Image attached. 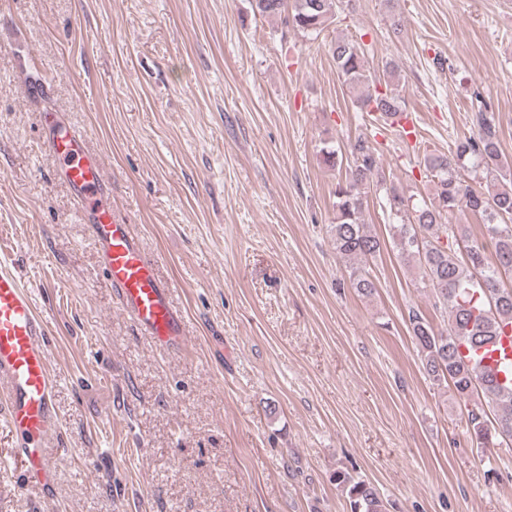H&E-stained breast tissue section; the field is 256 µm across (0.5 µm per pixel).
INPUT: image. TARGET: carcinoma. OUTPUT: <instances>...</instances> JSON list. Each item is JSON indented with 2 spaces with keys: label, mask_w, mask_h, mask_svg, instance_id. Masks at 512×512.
Returning a JSON list of instances; mask_svg holds the SVG:
<instances>
[{
  "label": "carcinoma",
  "mask_w": 512,
  "mask_h": 512,
  "mask_svg": "<svg viewBox=\"0 0 512 512\" xmlns=\"http://www.w3.org/2000/svg\"><path fill=\"white\" fill-rule=\"evenodd\" d=\"M346 0H252L261 16H281L286 26L318 35L337 17ZM338 77L360 91L358 108L371 111L373 121H387L402 112L395 89L380 92L367 65L365 47L338 38L330 45ZM478 133L456 144L447 154H427L424 168L434 184L432 201L385 189L390 238L401 261L418 269L421 287L435 309L448 315L446 328L435 329L417 309L408 311L409 329L424 373L433 383H451L463 401L478 398L467 413L470 441L477 448H496L512 440V390L499 387L479 362L460 354L465 346L475 352L493 342L500 324L512 322V164L503 160L491 121L477 114ZM322 162L331 168L347 165L349 176L336 184L335 222L328 227L336 254L352 263L349 286L371 297L376 282L367 263L383 250V241L365 224L364 199L370 184H384L381 158L374 142L357 137L345 153L322 150ZM482 171L486 184L468 183L460 170ZM456 209L480 215L485 240L472 238L467 224H444L442 217ZM465 243V255L448 254L449 243ZM335 481L345 493L350 512H388L377 490L349 472L338 470Z\"/></svg>",
  "instance_id": "1"
}]
</instances>
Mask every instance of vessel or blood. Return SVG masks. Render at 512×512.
<instances>
[{"label":"vessel or blood","instance_id":"obj_1","mask_svg":"<svg viewBox=\"0 0 512 512\" xmlns=\"http://www.w3.org/2000/svg\"><path fill=\"white\" fill-rule=\"evenodd\" d=\"M44 122L59 162L57 176L80 204L120 309L158 350L186 351L185 316L173 304L172 286L159 276L158 258L145 253L128 219L113 205L100 157L56 114H45ZM49 336L50 320L38 311L20 277L0 267V421L15 439L13 455L24 485L42 492L55 481L53 441L60 429ZM477 356L502 386L512 388V324H503L498 338Z\"/></svg>","mask_w":512,"mask_h":512}]
</instances>
